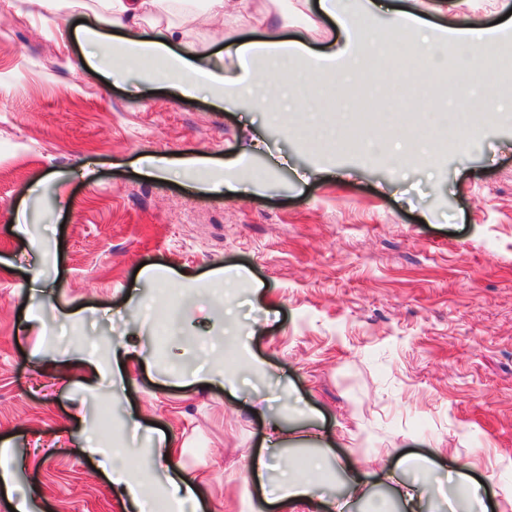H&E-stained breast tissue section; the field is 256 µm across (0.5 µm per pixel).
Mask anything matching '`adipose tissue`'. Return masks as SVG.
Segmentation results:
<instances>
[{
    "label": "adipose tissue",
    "mask_w": 512,
    "mask_h": 512,
    "mask_svg": "<svg viewBox=\"0 0 512 512\" xmlns=\"http://www.w3.org/2000/svg\"><path fill=\"white\" fill-rule=\"evenodd\" d=\"M31 2L39 9L42 27L64 40L75 39L87 45L82 67L108 76L129 64L160 61L163 69L146 70L142 81H164L183 97L205 91L220 102L250 99L256 105H265L269 101L266 73L269 64L275 62L284 70L292 64L303 66L312 78L333 85L328 101L334 105L341 97L337 85L358 70L359 51L375 46L383 52L413 53L419 56L425 72L437 77L446 67L449 52H456L473 82L484 89L488 112L500 110L501 98L493 91L494 75L489 66L499 48L496 36L475 29H430L419 16L401 13L395 17L390 34L372 42L367 36L372 14L358 0H320L347 39L346 44L325 55L306 53L300 44L271 32L247 43H231L226 54L210 53L178 28L151 21V14L163 0H98V10L90 12L87 23L77 27L69 23L72 0ZM113 30L118 32V40L110 39ZM228 59L237 63L240 74H225L224 62Z\"/></svg>",
    "instance_id": "ef3b65f1"
}]
</instances>
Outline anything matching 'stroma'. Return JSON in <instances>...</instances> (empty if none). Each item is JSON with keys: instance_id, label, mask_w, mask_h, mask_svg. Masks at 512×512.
<instances>
[{"instance_id": "35a3bbf8", "label": "stroma", "mask_w": 512, "mask_h": 512, "mask_svg": "<svg viewBox=\"0 0 512 512\" xmlns=\"http://www.w3.org/2000/svg\"><path fill=\"white\" fill-rule=\"evenodd\" d=\"M381 2L378 30L405 10L512 50V0ZM5 10L0 456L32 512H133L112 482L127 466L164 501V434L200 512L262 504L250 461L275 449L332 496L343 479L321 455L388 500L380 473L424 458L512 512V116L471 96L465 146L402 167L390 151L430 108L390 92L368 139L348 126L328 153L309 131L319 83L275 116L183 99L132 70L71 72L77 42ZM249 13L313 54L344 38L316 0ZM158 18L214 52L256 37L238 0L219 17L171 0ZM238 156L248 179L207 191Z\"/></svg>"}]
</instances>
